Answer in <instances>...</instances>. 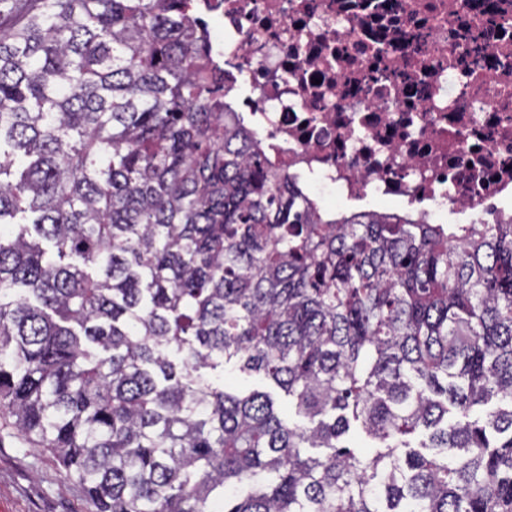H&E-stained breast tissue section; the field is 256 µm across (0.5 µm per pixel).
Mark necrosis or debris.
I'll use <instances>...</instances> for the list:
<instances>
[{"mask_svg": "<svg viewBox=\"0 0 512 512\" xmlns=\"http://www.w3.org/2000/svg\"><path fill=\"white\" fill-rule=\"evenodd\" d=\"M235 111L308 193L428 224L512 215L507 0H201Z\"/></svg>", "mask_w": 512, "mask_h": 512, "instance_id": "4bbe7bcc", "label": "necrosis or debris"}]
</instances>
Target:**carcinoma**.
Instances as JSON below:
<instances>
[{"label": "carcinoma", "mask_w": 512, "mask_h": 512, "mask_svg": "<svg viewBox=\"0 0 512 512\" xmlns=\"http://www.w3.org/2000/svg\"><path fill=\"white\" fill-rule=\"evenodd\" d=\"M7 17L0 406L96 512H512V217L327 216L194 0ZM229 365L306 424L203 376Z\"/></svg>", "instance_id": "obj_1"}]
</instances>
